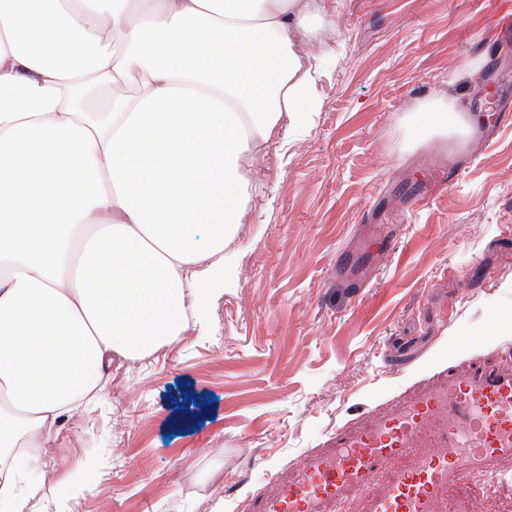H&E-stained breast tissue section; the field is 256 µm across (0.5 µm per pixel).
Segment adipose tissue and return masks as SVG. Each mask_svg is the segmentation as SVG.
Masks as SVG:
<instances>
[{"mask_svg":"<svg viewBox=\"0 0 512 512\" xmlns=\"http://www.w3.org/2000/svg\"><path fill=\"white\" fill-rule=\"evenodd\" d=\"M313 15L335 28L307 0H0V453L204 309L245 165L316 106L289 36ZM135 71L87 118L90 81ZM411 127L466 131L440 99ZM141 76L132 72L119 86L112 87L109 84L101 86L100 97L102 99L112 97V94H119L126 97H137L141 94L143 88Z\"/></svg>","mask_w":512,"mask_h":512,"instance_id":"ef3b65f1","label":"adipose tissue"}]
</instances>
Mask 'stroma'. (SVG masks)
<instances>
[{
  "label": "stroma",
  "instance_id": "stroma-1",
  "mask_svg": "<svg viewBox=\"0 0 512 512\" xmlns=\"http://www.w3.org/2000/svg\"><path fill=\"white\" fill-rule=\"evenodd\" d=\"M510 10L336 0V33L297 32L317 107L250 161L248 212L205 324L113 359L96 402L63 414L19 476L24 512H241L338 426L473 359L512 357V126L478 139L512 38L492 59L481 46ZM437 97L464 103L467 134L414 142L412 112ZM436 155L469 164L407 210L401 187ZM378 200L386 213L372 223ZM376 235L386 252L367 251ZM470 483L475 512H512V468Z\"/></svg>",
  "mask_w": 512,
  "mask_h": 512
}]
</instances>
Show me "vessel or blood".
I'll return each instance as SVG.
<instances>
[{
    "label": "vessel or blood",
    "instance_id": "b4317fda",
    "mask_svg": "<svg viewBox=\"0 0 512 512\" xmlns=\"http://www.w3.org/2000/svg\"><path fill=\"white\" fill-rule=\"evenodd\" d=\"M496 122L512 120V76L495 79ZM461 162L438 159L405 197L416 210L461 180ZM512 462V368L449 372L369 426L336 431L334 453L296 467L245 512H344L353 495L366 512H448V492L475 472L496 477Z\"/></svg>",
    "mask_w": 512,
    "mask_h": 512
}]
</instances>
